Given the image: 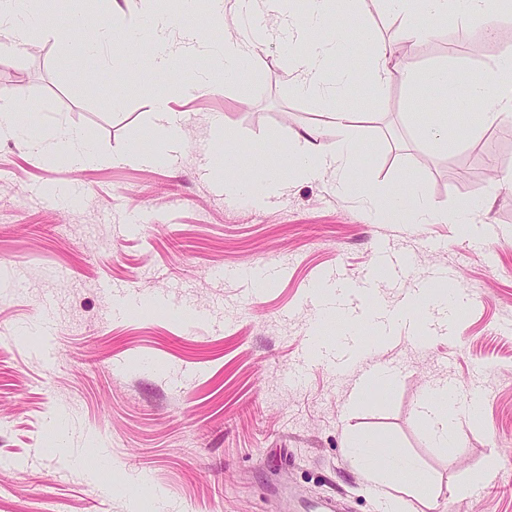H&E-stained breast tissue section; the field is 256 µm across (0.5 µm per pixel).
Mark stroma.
<instances>
[{
    "instance_id": "35a3bbf8",
    "label": "stroma",
    "mask_w": 512,
    "mask_h": 512,
    "mask_svg": "<svg viewBox=\"0 0 512 512\" xmlns=\"http://www.w3.org/2000/svg\"><path fill=\"white\" fill-rule=\"evenodd\" d=\"M56 3L41 12L44 31L0 60V104L38 126L85 131L99 159L76 170L0 139V512H131L137 484L158 512H311L329 498L344 512H383L347 454L364 433L417 459L435 488L421 512H512V116L490 125L456 106L468 73L501 50L471 53L484 20L443 21L398 45L416 73L447 66L441 96L394 82L361 107L339 100L365 145L353 179L382 193L417 182L440 212L484 200L464 233L372 222L324 174L288 179L259 207L225 197L216 125L247 176L325 122L293 91L275 14L261 15L268 39L240 81L173 101L185 137L168 147L152 99L189 83L207 58L129 81L112 67L123 45L97 64L60 56L53 30L68 0ZM213 8L197 0L187 18L204 40L246 32L239 0H225L219 25ZM433 112L456 131L448 147L421 136ZM156 150L171 162L138 161ZM382 242L408 255L409 282L375 274ZM260 265L287 274L259 294L218 276ZM438 269L455 275L462 316L403 314L413 280ZM333 277L346 290L322 319L313 297ZM127 289L147 305L115 315ZM338 354L347 369L333 366ZM372 366L392 367L390 387L366 376ZM451 380L482 407L479 422L457 416L443 448L420 408L427 388Z\"/></svg>"
}]
</instances>
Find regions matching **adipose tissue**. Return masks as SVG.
Segmentation results:
<instances>
[{
  "instance_id": "ef3b65f1",
  "label": "adipose tissue",
  "mask_w": 512,
  "mask_h": 512,
  "mask_svg": "<svg viewBox=\"0 0 512 512\" xmlns=\"http://www.w3.org/2000/svg\"><path fill=\"white\" fill-rule=\"evenodd\" d=\"M258 5L272 6L280 24L288 33L289 58L298 73L295 92L312 102L321 104L358 86L383 89L391 81L413 86L416 76L413 70L398 56L391 43H371L365 65L354 61L356 43L347 34L330 29V19L341 16L356 22L361 18L362 0H254ZM391 9L402 13L407 39H422L433 34L438 21L454 17L460 20L472 16L493 18L504 12H512V0H385ZM40 28L33 0H0V32L7 35L12 48L28 44ZM183 43L194 51L205 54L208 68L200 70L195 79L180 87L183 96H191L202 89L212 87L214 77L234 82L242 75L245 65L263 42L266 30L257 28L247 39H228L223 45L212 47L199 40L189 27H180ZM98 42L73 45L61 40L60 50L69 53L80 50L88 61H96L99 41L121 39L127 55L120 62L126 76L134 77L150 70L162 72L179 66L180 61L168 46L154 47L142 53L141 46L148 37L143 23H131L115 31L102 26L97 30ZM337 61L336 80L325 84L322 73L330 61ZM492 104L487 120L512 111V45L502 47L493 68L472 72L457 97L459 111L472 110L477 104ZM327 123L336 133L334 143H324L319 129L306 130L305 134L289 144L287 150L261 163L259 169L248 178L237 177L239 155L233 149H225L221 166L225 171L224 192L227 195L249 201L259 206L270 194L282 189L285 176L310 179L323 171H332L339 190L358 193L362 203L375 218L385 221L405 215L410 222L426 224L440 221L468 230L477 211L476 202L465 201L454 210L439 213L429 204L419 201L417 186L406 185L403 192L384 196L367 189L350 179L349 174L359 158L363 143L351 132V112L340 108L327 112ZM0 136L22 141L32 152L48 156H65L77 169L85 168L98 159L91 139L76 129L50 130L21 121L9 108L0 109ZM480 401L447 386L431 387L425 396L421 412L427 425L441 445L453 443L450 421L461 411H468L470 418H478ZM377 439L371 435L353 438L347 451L364 469L372 483L392 489L389 496L390 512H416L415 502L431 500L434 488L429 480L417 472V461L408 455L386 458L384 466H377L372 450ZM416 472L413 483L403 484L395 475L396 470Z\"/></svg>"
}]
</instances>
